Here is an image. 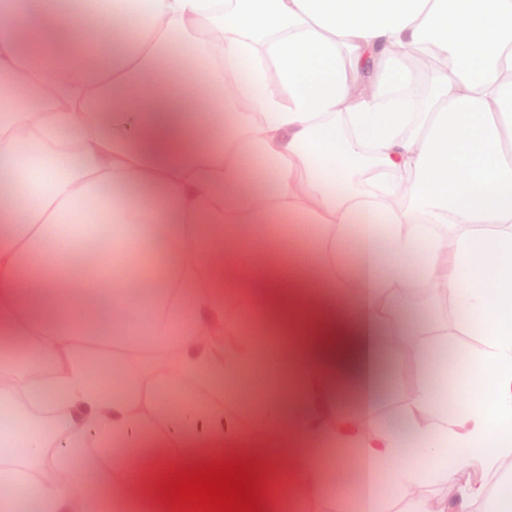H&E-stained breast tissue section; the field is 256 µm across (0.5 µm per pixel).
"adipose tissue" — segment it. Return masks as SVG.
I'll use <instances>...</instances> for the list:
<instances>
[{
    "mask_svg": "<svg viewBox=\"0 0 512 512\" xmlns=\"http://www.w3.org/2000/svg\"><path fill=\"white\" fill-rule=\"evenodd\" d=\"M0 81V351L28 354L0 370L26 450L0 512H171L163 477L232 459L263 486L289 463L263 512H512L487 481L512 460V0H0ZM437 280L453 320L406 324ZM452 328L479 342L462 384L381 415ZM264 347L243 402L224 383Z\"/></svg>",
    "mask_w": 512,
    "mask_h": 512,
    "instance_id": "1",
    "label": "adipose tissue"
}]
</instances>
